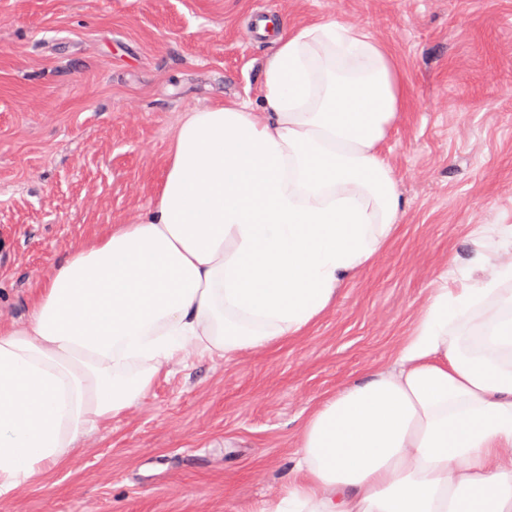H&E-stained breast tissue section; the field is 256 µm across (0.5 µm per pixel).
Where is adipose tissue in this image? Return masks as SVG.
Listing matches in <instances>:
<instances>
[{
    "label": "adipose tissue",
    "mask_w": 512,
    "mask_h": 512,
    "mask_svg": "<svg viewBox=\"0 0 512 512\" xmlns=\"http://www.w3.org/2000/svg\"><path fill=\"white\" fill-rule=\"evenodd\" d=\"M271 30L261 109L185 113L147 214L0 325V494L79 454L172 360L301 335L396 236L394 54L337 20ZM477 246L481 278L438 288L394 367L306 417L298 478L262 512H512V225Z\"/></svg>",
    "instance_id": "adipose-tissue-1"
}]
</instances>
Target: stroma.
<instances>
[{
	"instance_id": "35a3bbf8",
	"label": "stroma",
	"mask_w": 512,
	"mask_h": 512,
	"mask_svg": "<svg viewBox=\"0 0 512 512\" xmlns=\"http://www.w3.org/2000/svg\"><path fill=\"white\" fill-rule=\"evenodd\" d=\"M271 16L351 23L394 52L396 237L302 335L170 364L0 512H258L308 414L392 365L436 288L460 287L474 238L512 224V0H0L1 323L25 322L87 238L144 216L183 113L260 106Z\"/></svg>"
}]
</instances>
